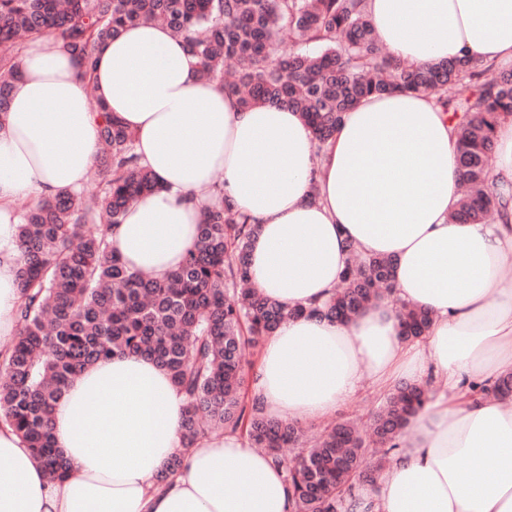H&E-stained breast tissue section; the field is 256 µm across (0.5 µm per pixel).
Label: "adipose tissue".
Segmentation results:
<instances>
[{"mask_svg":"<svg viewBox=\"0 0 512 512\" xmlns=\"http://www.w3.org/2000/svg\"><path fill=\"white\" fill-rule=\"evenodd\" d=\"M367 12L393 60L512 62V0H367ZM19 69L0 116V339L17 334L14 202L82 186L100 144L93 107L103 103L135 133L160 185L109 235L131 270L162 278L179 268L204 210L227 199L259 226L250 277L264 295L321 304L356 250L392 258L396 300L432 314L415 342L401 339L389 300L347 323L291 318L263 342L254 392L267 415L293 423L333 417L366 383L435 381L354 512H512V402L463 385L512 372V281L501 275L512 266V121L496 131L495 221L456 224L457 135L433 96L364 98L320 150L299 113L241 108L223 84L202 80L184 40L159 23L99 45L87 77L50 35L27 42ZM184 407L167 371L145 357L86 368L53 413L64 479L0 425V512H293L284 470L239 435L185 447ZM180 452L183 467L156 485Z\"/></svg>","mask_w":512,"mask_h":512,"instance_id":"1","label":"adipose tissue"}]
</instances>
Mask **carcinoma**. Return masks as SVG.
Instances as JSON below:
<instances>
[{"label": "carcinoma", "mask_w": 512, "mask_h": 512, "mask_svg": "<svg viewBox=\"0 0 512 512\" xmlns=\"http://www.w3.org/2000/svg\"><path fill=\"white\" fill-rule=\"evenodd\" d=\"M154 21L184 39L200 75L223 83L241 107L292 109L320 144L366 96L436 95L458 120L465 192L452 220L484 224L493 216L488 157L497 127L512 118V68L465 58L396 62L379 42L365 0H0V115L27 40L52 35L89 70L98 45ZM234 57L242 66L228 80L224 64ZM95 109L102 115L99 194L60 193L29 207L17 225L20 332L0 365V423L14 429L50 478H62L67 459L51 436L57 400L86 366L143 354L185 394V448L209 431L238 432L284 469L294 512H350L356 485L376 482L428 389L397 386L373 416L369 440L351 422L308 439L300 426L267 416L248 396L243 353L302 310L251 286L248 248L258 225L226 200L205 210L195 248L178 269L162 279L129 271L112 253L108 232L131 202L158 186L138 162L135 135L103 104ZM395 288L390 258L354 250L335 292L309 313L345 321ZM399 319L406 341L431 326L428 311L405 302ZM472 388L512 399V372Z\"/></svg>", "instance_id": "obj_1"}]
</instances>
